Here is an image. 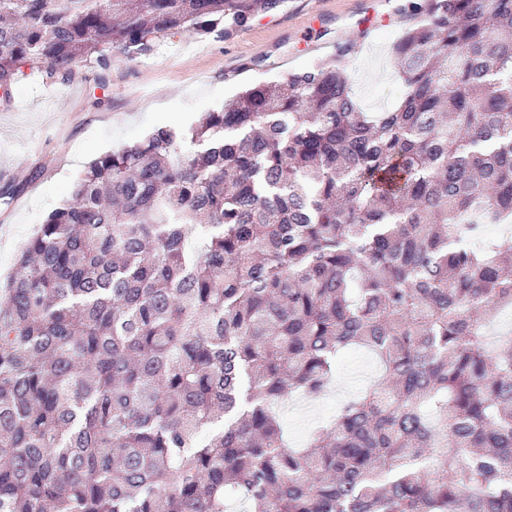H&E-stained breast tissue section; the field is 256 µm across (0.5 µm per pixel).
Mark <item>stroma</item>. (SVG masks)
I'll return each mask as SVG.
<instances>
[{
  "instance_id": "1",
  "label": "stroma",
  "mask_w": 512,
  "mask_h": 512,
  "mask_svg": "<svg viewBox=\"0 0 512 512\" xmlns=\"http://www.w3.org/2000/svg\"><path fill=\"white\" fill-rule=\"evenodd\" d=\"M402 0H285L273 14L257 17L246 29L224 34H189L161 42L135 59L112 54V75L99 86L97 72L77 65L68 83L34 73L0 105V192L22 190L0 200V287L15 272L17 253L39 224L69 197L88 162L144 137L158 126H183L222 109L244 85L281 79L335 53V40L356 34L367 7L391 13ZM398 20L372 32L368 51L347 62L352 90L361 107L381 112L394 99L379 91L399 83L392 45ZM367 351L346 352L335 383L315 405L300 399L283 408L288 434L302 443L309 428L329 417L340 402L380 375Z\"/></svg>"
}]
</instances>
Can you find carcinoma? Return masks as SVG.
<instances>
[{"mask_svg":"<svg viewBox=\"0 0 512 512\" xmlns=\"http://www.w3.org/2000/svg\"><path fill=\"white\" fill-rule=\"evenodd\" d=\"M284 0H0V83ZM404 93L345 63L91 161L0 291V512H512V0H405ZM362 348L378 381L292 447Z\"/></svg>","mask_w":512,"mask_h":512,"instance_id":"obj_1","label":"carcinoma"}]
</instances>
